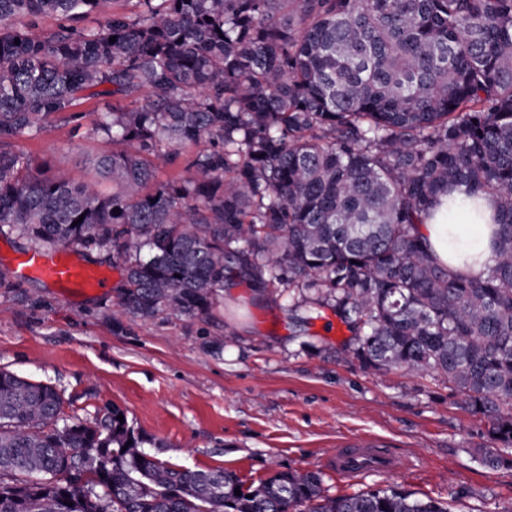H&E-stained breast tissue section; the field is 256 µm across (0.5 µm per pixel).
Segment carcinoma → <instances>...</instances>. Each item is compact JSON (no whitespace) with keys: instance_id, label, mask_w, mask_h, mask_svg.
<instances>
[{"instance_id":"1","label":"carcinoma","mask_w":512,"mask_h":512,"mask_svg":"<svg viewBox=\"0 0 512 512\" xmlns=\"http://www.w3.org/2000/svg\"><path fill=\"white\" fill-rule=\"evenodd\" d=\"M111 2L0 0V232L111 253L133 317L209 314L228 269L328 306L363 368L435 375L511 469L512 0ZM92 100L99 179L16 150L54 118L82 128ZM154 158L183 174L157 181ZM454 190L498 204L477 276L418 233ZM121 414L73 420L55 386L0 368V512H450L400 484L332 496L314 470L246 487L179 469Z\"/></svg>"}]
</instances>
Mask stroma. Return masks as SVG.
<instances>
[{
    "mask_svg": "<svg viewBox=\"0 0 512 512\" xmlns=\"http://www.w3.org/2000/svg\"><path fill=\"white\" fill-rule=\"evenodd\" d=\"M18 148L82 182L110 146L56 121ZM27 248L0 233V368L55 386L67 415L86 420L117 406L144 451L180 467L230 470L247 485L319 470L331 495L396 482L447 500L453 512L512 507V469L489 467L476 452L485 421L431 375L361 369L351 332L332 333L330 309L299 322L231 273L210 315L134 318L116 310L113 293L67 299L41 280L16 279L13 256ZM368 436L389 442L399 473L349 478L328 468L337 439Z\"/></svg>",
    "mask_w": 512,
    "mask_h": 512,
    "instance_id": "35a3bbf8",
    "label": "stroma"
}]
</instances>
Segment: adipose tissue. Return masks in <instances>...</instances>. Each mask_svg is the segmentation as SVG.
<instances>
[{"instance_id": "adipose-tissue-1", "label": "adipose tissue", "mask_w": 512, "mask_h": 512, "mask_svg": "<svg viewBox=\"0 0 512 512\" xmlns=\"http://www.w3.org/2000/svg\"><path fill=\"white\" fill-rule=\"evenodd\" d=\"M492 203L484 197L466 199L463 208L438 206L419 225L437 262L465 274H478L491 264L497 226Z\"/></svg>"}]
</instances>
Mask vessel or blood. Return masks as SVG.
<instances>
[{"label":"vessel or blood","instance_id":"b4317fda","mask_svg":"<svg viewBox=\"0 0 512 512\" xmlns=\"http://www.w3.org/2000/svg\"><path fill=\"white\" fill-rule=\"evenodd\" d=\"M17 278L36 277L75 296H90L108 286L105 274L95 266L81 262L64 248L51 252H29L16 262ZM329 467L346 477L366 473L390 475L399 464L385 442L364 439L338 442L326 457Z\"/></svg>","mask_w":512,"mask_h":512}]
</instances>
